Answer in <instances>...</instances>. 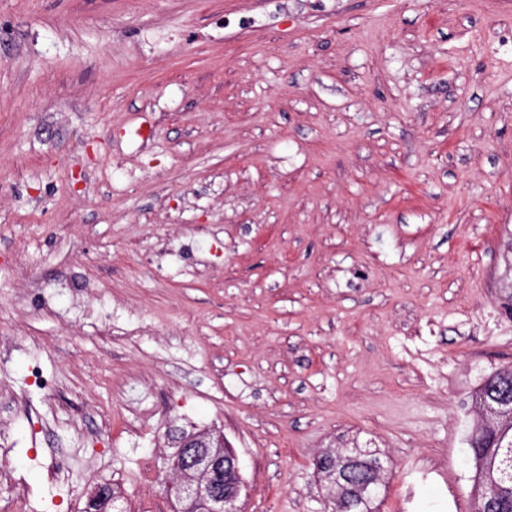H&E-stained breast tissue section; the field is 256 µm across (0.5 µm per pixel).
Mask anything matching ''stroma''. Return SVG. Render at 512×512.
Segmentation results:
<instances>
[{
    "instance_id": "obj_1",
    "label": "stroma",
    "mask_w": 512,
    "mask_h": 512,
    "mask_svg": "<svg viewBox=\"0 0 512 512\" xmlns=\"http://www.w3.org/2000/svg\"><path fill=\"white\" fill-rule=\"evenodd\" d=\"M511 250L512 0H0V512H174L171 423L471 512ZM331 451L337 449L325 448L319 454L323 472L319 475L320 481L328 482L325 486L329 488L336 468L344 477L341 490L344 512H375L382 487H385L384 481L377 479L373 465L375 458H382L380 454L367 448H350L337 452L335 460L327 456ZM349 458L355 459L349 461Z\"/></svg>"
}]
</instances>
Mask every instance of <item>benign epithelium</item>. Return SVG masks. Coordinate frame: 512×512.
Returning a JSON list of instances; mask_svg holds the SVG:
<instances>
[{
    "label": "benign epithelium",
    "instance_id": "1",
    "mask_svg": "<svg viewBox=\"0 0 512 512\" xmlns=\"http://www.w3.org/2000/svg\"><path fill=\"white\" fill-rule=\"evenodd\" d=\"M171 444L179 448L172 463L178 485L180 512H240L244 487L236 453L219 431L188 433L169 426Z\"/></svg>",
    "mask_w": 512,
    "mask_h": 512
}]
</instances>
